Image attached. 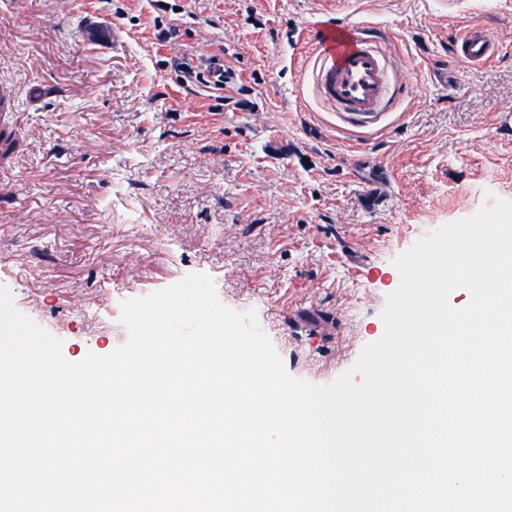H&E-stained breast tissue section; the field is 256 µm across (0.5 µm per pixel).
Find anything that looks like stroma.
<instances>
[{
	"instance_id": "1",
	"label": "stroma",
	"mask_w": 512,
	"mask_h": 512,
	"mask_svg": "<svg viewBox=\"0 0 512 512\" xmlns=\"http://www.w3.org/2000/svg\"><path fill=\"white\" fill-rule=\"evenodd\" d=\"M324 16L375 28L408 76L373 122L310 95ZM475 20L498 58L451 61ZM182 58L220 59L244 92L183 82ZM2 91L20 136L0 285L71 361L126 343L129 290L205 273L291 375L331 384L383 336L394 259L512 201V0H0Z\"/></svg>"
}]
</instances>
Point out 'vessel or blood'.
Here are the masks:
<instances>
[{
  "label": "vessel or blood",
  "instance_id": "obj_1",
  "mask_svg": "<svg viewBox=\"0 0 512 512\" xmlns=\"http://www.w3.org/2000/svg\"><path fill=\"white\" fill-rule=\"evenodd\" d=\"M312 41L307 68L312 96L322 108L360 121L392 109L402 74L365 27L322 22L313 28ZM498 50L481 24L458 32L451 46L452 56L470 65L489 64Z\"/></svg>",
  "mask_w": 512,
  "mask_h": 512
}]
</instances>
